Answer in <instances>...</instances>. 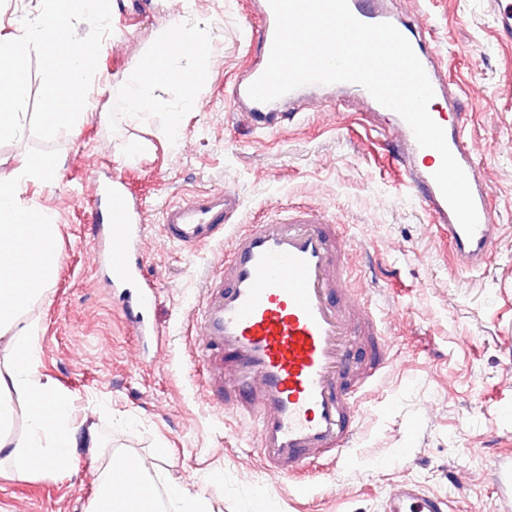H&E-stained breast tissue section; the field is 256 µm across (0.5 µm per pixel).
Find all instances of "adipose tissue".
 I'll return each instance as SVG.
<instances>
[{"label": "adipose tissue", "mask_w": 512, "mask_h": 512, "mask_svg": "<svg viewBox=\"0 0 512 512\" xmlns=\"http://www.w3.org/2000/svg\"><path fill=\"white\" fill-rule=\"evenodd\" d=\"M200 45L197 29L173 21L162 34L155 51L126 81L127 112L137 117L154 111L153 90L161 79L174 78L168 66L172 56H184ZM57 167L39 162L22 163L12 180L0 181V330H11L7 343L11 359L0 366V468L8 467L12 477L26 479L44 471H54L72 462L78 448H85L98 486L113 483L112 449L103 447L95 430L79 433L67 395L41 382L35 369L36 324H20L19 315L40 296L59 262L57 226L53 215L23 198L28 183L51 182ZM22 268L26 286L12 285L15 268ZM27 398L28 428L21 438H13L15 397ZM167 501L173 512H212L204 493L184 484L170 482L164 497L143 498L125 495L104 500L95 498L88 512H156L159 501Z\"/></svg>", "instance_id": "obj_1"}]
</instances>
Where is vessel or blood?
Returning <instances> with one entry per match:
<instances>
[{
	"instance_id": "vessel-or-blood-1",
	"label": "vessel or blood",
	"mask_w": 512,
	"mask_h": 512,
	"mask_svg": "<svg viewBox=\"0 0 512 512\" xmlns=\"http://www.w3.org/2000/svg\"><path fill=\"white\" fill-rule=\"evenodd\" d=\"M249 13L250 38L268 61L275 34L269 0H255ZM361 22L393 24L411 43L434 90L433 113L447 144L463 168L478 213L474 235H466L438 187L434 174L440 154L420 147L409 125L393 116L383 135L390 141L405 188L422 203L448 239L459 272L480 269L499 232V217L485 192L486 172L473 156L459 99L442 79L436 51L422 29L401 19L386 0H348ZM502 36L512 35V8L503 0H484ZM263 73L249 70L225 90L226 99L257 129L276 131L291 115L280 103L299 99L300 90L261 103L249 86ZM238 208L235 195L216 189L189 195L165 207L162 236L183 249L223 238ZM90 217L96 225L92 247L112 276L113 287L139 284L140 310L155 302L153 285L139 261L144 237L143 211L125 192L122 176L97 183ZM349 263L347 238L321 211L306 206L272 213L239 230L219 274L208 277L196 316V356L207 372L208 401L233 410L255 426V447L272 473L309 490L310 465L339 464L358 431L359 397L374 387L391 364L393 339L374 305L344 289ZM500 512H512V452L496 457L491 475ZM385 512H448L447 498L415 483L397 485Z\"/></svg>"
}]
</instances>
